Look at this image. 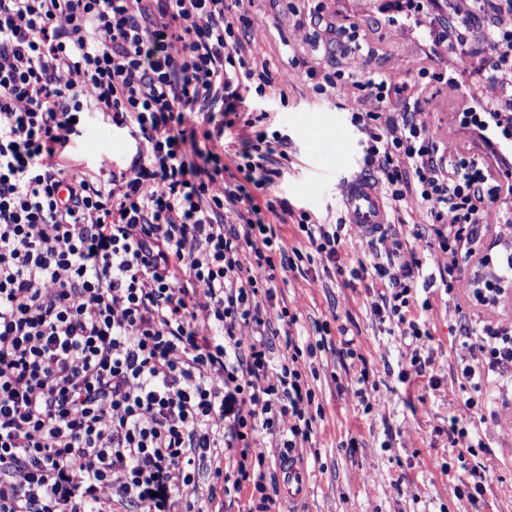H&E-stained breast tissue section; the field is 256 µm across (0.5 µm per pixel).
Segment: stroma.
<instances>
[{
    "instance_id": "obj_1",
    "label": "stroma",
    "mask_w": 512,
    "mask_h": 512,
    "mask_svg": "<svg viewBox=\"0 0 512 512\" xmlns=\"http://www.w3.org/2000/svg\"><path fill=\"white\" fill-rule=\"evenodd\" d=\"M232 10L249 18L239 36L273 77L262 92L247 94L248 110L259 129L288 139V158L270 191L312 223L340 227L336 266L304 259L275 283V305L287 306L297 321L289 327L276 321L273 329L290 333L302 347L325 342L302 360L316 409L312 443L297 451L308 473L306 491L299 501L280 498L282 512H470L455 493V479L474 469L486 476L481 512H512V369L483 371L476 382L457 371L486 323L512 328V284L505 285L497 311L476 302L473 291L486 268L426 249L414 234L431 219L417 200L389 202L388 237L415 247L422 275L458 267L452 289L439 282L416 288L417 301L430 304L419 313L431 333L420 351L426 373L400 380L410 367L409 329L373 314L380 284L349 275L385 247L347 223L340 190L358 174L381 177L365 159L367 136L352 123L353 113L389 117L401 106L354 88L319 95L310 78L338 70L357 80L376 73L421 88L417 118L439 152L453 156L484 151L479 131L460 121L466 107L482 101L512 113V72L490 73L466 0H448L444 28L432 27L429 0H238ZM331 25L347 28L350 39H335ZM452 29L463 50L449 47ZM86 136L97 141V151L86 152L77 140L70 153L89 170L126 166L137 150L128 129L107 121L91 124ZM322 324L328 335H319ZM344 339L353 340L357 359L339 358ZM363 372L370 390L365 403L355 395ZM471 398L478 408L468 407ZM452 415L482 448L472 452L450 442Z\"/></svg>"
}]
</instances>
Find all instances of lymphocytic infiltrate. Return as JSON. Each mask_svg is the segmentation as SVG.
<instances>
[{"mask_svg": "<svg viewBox=\"0 0 512 512\" xmlns=\"http://www.w3.org/2000/svg\"><path fill=\"white\" fill-rule=\"evenodd\" d=\"M492 71L512 69V0H477ZM227 0H0V512H177L182 487L209 466L217 495L258 494L271 512L266 437L283 455L309 443L314 395L295 343L276 351L266 306L295 271L265 214L288 205L263 191L286 137L253 136L224 163V123L251 81L269 83L238 36ZM378 100L406 86L378 75L323 74ZM131 126L144 149L123 169L72 163L91 118ZM354 113L387 195H414L430 247L493 272L475 298L492 304L512 278L504 257L477 255L485 207L512 196L493 183L512 114H462L485 156H439L414 112ZM401 242L352 269L382 290L376 316L412 318L420 262ZM462 375L512 367V329L486 325Z\"/></svg>", "mask_w": 512, "mask_h": 512, "instance_id": "1", "label": "lymphocytic infiltrate"}]
</instances>
